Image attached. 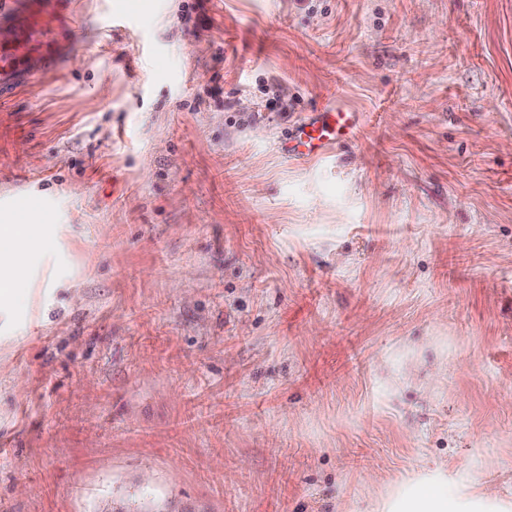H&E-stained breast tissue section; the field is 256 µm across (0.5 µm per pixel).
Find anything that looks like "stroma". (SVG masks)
<instances>
[{
  "label": "stroma",
  "mask_w": 512,
  "mask_h": 512,
  "mask_svg": "<svg viewBox=\"0 0 512 512\" xmlns=\"http://www.w3.org/2000/svg\"><path fill=\"white\" fill-rule=\"evenodd\" d=\"M65 2L0 103V512H512V0ZM359 125V113L324 107L299 124L279 148L289 158H317L328 148L351 141ZM40 234L39 224L25 218L0 225V298H6L18 280L24 260L18 247L35 241ZM448 498V490L435 479L421 480L410 490L397 496L387 512H459Z\"/></svg>",
  "instance_id": "obj_1"
}]
</instances>
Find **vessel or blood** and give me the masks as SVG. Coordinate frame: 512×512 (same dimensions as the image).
Masks as SVG:
<instances>
[{"instance_id": "obj_1", "label": "vessel or blood", "mask_w": 512, "mask_h": 512, "mask_svg": "<svg viewBox=\"0 0 512 512\" xmlns=\"http://www.w3.org/2000/svg\"><path fill=\"white\" fill-rule=\"evenodd\" d=\"M0 22L13 39L0 43V99L29 87L68 50L76 31L60 0H0ZM360 125V115L336 107L316 111L281 144L293 159H312L328 148L348 143Z\"/></svg>"}]
</instances>
